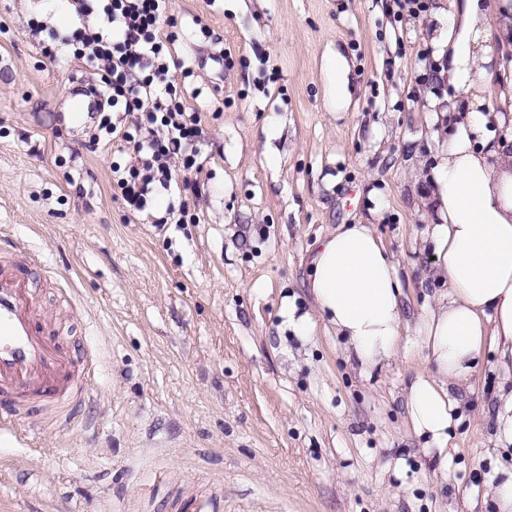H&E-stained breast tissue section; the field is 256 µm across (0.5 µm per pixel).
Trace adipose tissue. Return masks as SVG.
<instances>
[{"label": "adipose tissue", "mask_w": 512, "mask_h": 512, "mask_svg": "<svg viewBox=\"0 0 512 512\" xmlns=\"http://www.w3.org/2000/svg\"><path fill=\"white\" fill-rule=\"evenodd\" d=\"M434 42L448 86V141L434 169L435 221L421 243L435 256L432 303L408 325L394 256L369 224H343L312 258L308 289L346 359L367 376L414 346L421 363L405 393L424 455L448 453L462 395L485 353L501 372L493 409L501 448L512 447V0H442Z\"/></svg>", "instance_id": "obj_1"}]
</instances>
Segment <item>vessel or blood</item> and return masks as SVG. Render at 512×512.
Returning a JSON list of instances; mask_svg holds the SVG:
<instances>
[{
    "mask_svg": "<svg viewBox=\"0 0 512 512\" xmlns=\"http://www.w3.org/2000/svg\"><path fill=\"white\" fill-rule=\"evenodd\" d=\"M39 260L0 251V423L20 415L27 401L59 417L83 387L69 344L36 309L33 280Z\"/></svg>",
    "mask_w": 512,
    "mask_h": 512,
    "instance_id": "obj_1",
    "label": "vessel or blood"
}]
</instances>
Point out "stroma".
<instances>
[{
    "label": "stroma",
    "mask_w": 512,
    "mask_h": 512,
    "mask_svg": "<svg viewBox=\"0 0 512 512\" xmlns=\"http://www.w3.org/2000/svg\"><path fill=\"white\" fill-rule=\"evenodd\" d=\"M439 0H171L192 58L208 174L195 224L158 228L123 205L111 164L68 116L92 74L44 58L30 19L73 28L65 0H0V249L36 254L39 309L71 322L89 395L65 426L41 409L0 429V512H490L468 506L496 440L499 374L484 364L448 441L418 455L403 357L363 377L307 289L319 238L370 224L398 263L407 316L431 302L421 247L446 135L431 100ZM232 63L216 62L220 50ZM351 98L336 109V59ZM309 313L311 335L288 321ZM402 471H395L397 461ZM436 475L437 483L427 482Z\"/></svg>",
    "instance_id": "35a3bbf8"
}]
</instances>
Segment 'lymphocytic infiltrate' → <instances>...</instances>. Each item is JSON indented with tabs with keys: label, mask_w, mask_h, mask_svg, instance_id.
Returning a JSON list of instances; mask_svg holds the SVG:
<instances>
[{
	"label": "lymphocytic infiltrate",
	"mask_w": 512,
	"mask_h": 512,
	"mask_svg": "<svg viewBox=\"0 0 512 512\" xmlns=\"http://www.w3.org/2000/svg\"><path fill=\"white\" fill-rule=\"evenodd\" d=\"M76 27L72 35L57 33L44 22L35 33L47 34L41 42L42 56L54 58L58 45L73 46V56L89 67L97 89L108 107L101 113L93 143L112 140L132 146L138 161L123 168L113 166L115 187L130 210L151 208L155 187L177 188L182 196L178 208L157 217V224H182L190 200L202 192L204 167L198 160L201 116L189 108L184 92L169 80L170 69L192 76L190 61L174 55L175 38L162 32L173 24L170 0H75ZM124 114L114 123L110 112Z\"/></svg>",
	"instance_id": "obj_1"
}]
</instances>
